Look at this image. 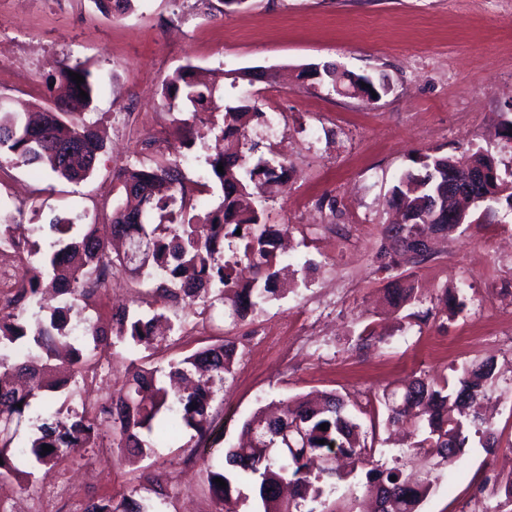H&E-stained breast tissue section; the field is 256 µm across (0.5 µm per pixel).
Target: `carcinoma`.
Segmentation results:
<instances>
[{"label":"carcinoma","mask_w":512,"mask_h":512,"mask_svg":"<svg viewBox=\"0 0 512 512\" xmlns=\"http://www.w3.org/2000/svg\"><path fill=\"white\" fill-rule=\"evenodd\" d=\"M72 72L84 77L85 82L76 84ZM55 79L60 94L41 114L48 132L34 138L29 124L20 116L1 115L0 157L21 165L46 163L59 177L83 181L94 169L81 155L67 162L60 160L55 133H65L81 142L89 157H99L103 144L93 125L69 110L73 101L90 102L94 92L92 75L78 63L61 62L55 69ZM366 80L364 75L340 73L333 65L322 67L321 82L333 91L339 87L353 90ZM82 90L88 97H80ZM162 98L172 112L181 111L183 104L191 105L195 117L217 108L216 89L196 79L195 67L190 65L177 69L165 82ZM264 117L256 101L226 105L221 136H243L252 122ZM455 161L453 156L427 154L419 168H409L398 177L390 190L389 204L404 209V219L401 224L384 227L386 266L397 268L425 259L427 251L413 246L418 237L455 232L453 225L431 223L430 214L420 205L424 199L435 198V183H426L429 174L446 172ZM219 164L223 165L221 173L217 171ZM208 165L220 182L223 201L218 210L204 218L189 212V189L175 159L163 157L151 165L125 167L113 173L126 203L112 212V235L120 241L145 242L136 265L127 264L122 253L110 255L90 226L75 235L69 222L52 220L50 229L55 238L48 250L40 252L13 239L9 226L0 225L1 244L13 248L20 259L33 260L40 269L50 272L46 281L35 276L29 286L18 290L17 297L33 301L42 288H51L62 297L60 305H39V311L48 312L44 317L31 320L19 313L0 316V482L29 481L34 473L13 463V459L28 455L34 458L42 476L48 477L64 460H73L97 446L99 426L104 422L111 423L116 447L140 458L152 453L153 424L162 412L178 415L199 441L210 433L213 402L237 355V345L228 336L169 363L170 378L185 379L194 371L205 374L191 388L170 391L161 382L158 368L132 362L125 368L122 387L94 411L70 409L64 415L32 416L34 403L67 386L70 380L76 383L85 379L107 357L105 351L112 344L104 341V327L87 324L77 336L68 325L76 302L100 293L114 270H122L138 281H149L152 292L174 307L219 301L234 327L287 292L279 284L277 266L281 262V236L288 227L264 222L257 191L286 178L288 165L272 153H256L254 145L246 154L211 157ZM140 212L148 223L128 220ZM243 264L252 270V279H239L237 268ZM412 299L414 288L399 280L390 284L392 307L397 309ZM163 320L167 317L162 312L150 317L125 307L112 312L117 340L146 349L169 341V335L159 329ZM88 341L93 347L85 346ZM59 370L69 373L70 380L55 378ZM493 379L494 365L490 361L464 369L453 386L445 377L416 378L399 395L383 394L388 410L386 424L406 427L413 439L411 447L457 470L464 463L468 428L482 435L486 447L497 444L493 433L482 429L483 420L474 410ZM26 421L33 423L34 431L21 444L17 433ZM324 423L327 428L322 431L320 425ZM245 429L246 440L224 449L227 469L207 473L219 512H236L243 480L258 489L261 512H354L352 508H340L338 503L322 501L321 481L336 478V468L330 461L339 455L352 459L354 466L365 472L366 495L375 499L378 512H417L431 488L428 478L412 479L399 466L388 467L376 460L373 446L360 440L359 425L334 394L321 405L299 397L294 407L281 415H257L245 424ZM44 445L52 446V451H43ZM392 476L396 480H390ZM216 478L223 479L227 487H219ZM149 508L131 497L115 503L109 496L89 501L83 512H149Z\"/></svg>","instance_id":"1"}]
</instances>
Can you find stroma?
Here are the masks:
<instances>
[{
    "instance_id": "35a3bbf8",
    "label": "stroma",
    "mask_w": 512,
    "mask_h": 512,
    "mask_svg": "<svg viewBox=\"0 0 512 512\" xmlns=\"http://www.w3.org/2000/svg\"><path fill=\"white\" fill-rule=\"evenodd\" d=\"M0 114L37 110L57 94L54 63L89 69L96 91L86 117L105 141L94 175L72 183L44 167L0 159V224L27 225L29 243L48 249L51 218L78 225L111 223L121 199L115 169L177 158L198 184L194 213L215 211L220 188L207 163L214 134L161 102L166 80L192 65L226 102L258 101L266 114L246 132L261 152L290 167L286 183L263 203L267 223L288 226L284 263L294 280L237 329L222 305L183 310L173 345L159 350L115 344L110 366L79 392L64 389L37 404L47 414L81 409L122 385L129 361L157 366L233 332L237 359L214 402L229 411L222 447L185 464L191 430L156 439L149 458L128 456L111 442L27 486L0 483L5 512H37L48 487L80 501L133 497L152 512H216L207 469L225 467L224 449L259 408L299 395L333 392L362 432H375V457L405 472L427 469L432 485L418 512H512L496 489L511 474L512 453V205L474 207L468 224L419 264L403 266L414 300L394 309L390 271L376 259L382 228L394 219L386 200L398 175L419 155L491 156L512 177V141L500 132L512 120V0H134L123 15L98 11L93 0H0ZM386 78L387 93H335L300 79L310 64ZM461 306L439 304L442 291ZM149 312L164 304L149 287L120 275L109 292L79 303L72 322L111 326L114 308ZM493 359L487 393L489 427L498 445L470 435L464 466L435 467L409 448L402 433L372 427L385 416L376 400L416 377L456 380L464 368ZM161 474L166 496L146 479Z\"/></svg>"
}]
</instances>
